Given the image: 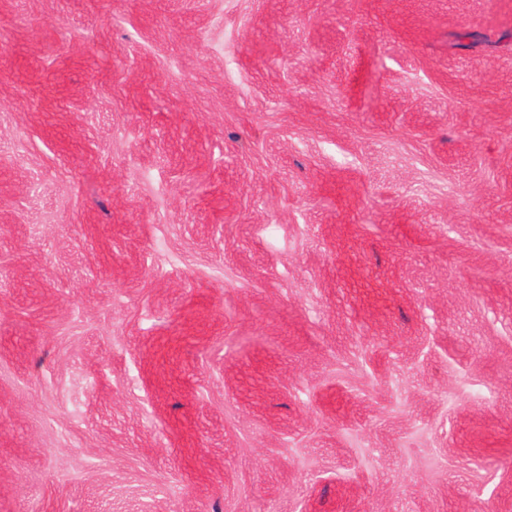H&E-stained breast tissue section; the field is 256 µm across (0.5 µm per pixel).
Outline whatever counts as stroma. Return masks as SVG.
<instances>
[{
  "mask_svg": "<svg viewBox=\"0 0 512 512\" xmlns=\"http://www.w3.org/2000/svg\"><path fill=\"white\" fill-rule=\"evenodd\" d=\"M0 512H512V0H0Z\"/></svg>",
  "mask_w": 512,
  "mask_h": 512,
  "instance_id": "stroma-1",
  "label": "stroma"
}]
</instances>
